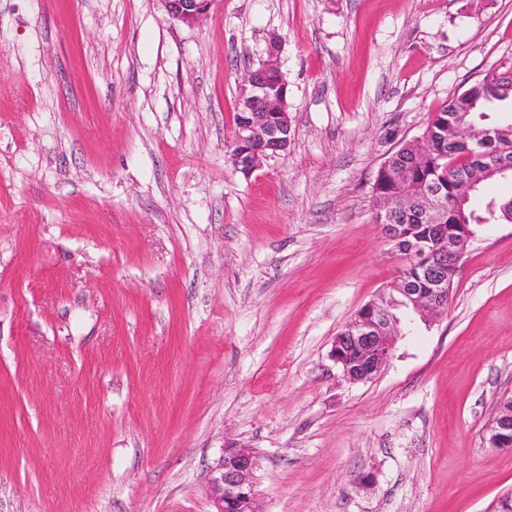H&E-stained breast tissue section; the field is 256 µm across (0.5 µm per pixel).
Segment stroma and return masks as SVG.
<instances>
[{"mask_svg": "<svg viewBox=\"0 0 512 512\" xmlns=\"http://www.w3.org/2000/svg\"><path fill=\"white\" fill-rule=\"evenodd\" d=\"M281 43L291 140L228 159L238 81ZM512 67V0H0V512H211L227 442L261 512H494L512 451V224L379 376L331 356L403 260L372 186ZM213 0H159L171 20L184 25L196 24L211 7ZM485 441L492 448L512 450V397L498 403L496 413L486 428Z\"/></svg>", "mask_w": 512, "mask_h": 512, "instance_id": "obj_1", "label": "stroma"}]
</instances>
